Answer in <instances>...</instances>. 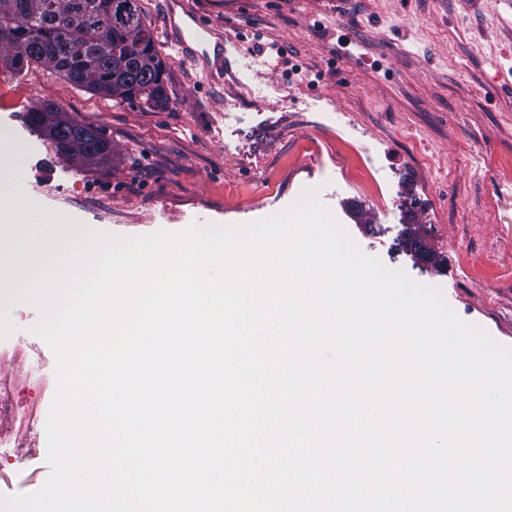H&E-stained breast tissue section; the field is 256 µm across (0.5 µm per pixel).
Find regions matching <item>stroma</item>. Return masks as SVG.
I'll return each instance as SVG.
<instances>
[{
    "instance_id": "stroma-1",
    "label": "stroma",
    "mask_w": 512,
    "mask_h": 512,
    "mask_svg": "<svg viewBox=\"0 0 512 512\" xmlns=\"http://www.w3.org/2000/svg\"><path fill=\"white\" fill-rule=\"evenodd\" d=\"M187 2L222 31L227 68L208 79L186 63L158 34L164 0H141L165 65L161 109L0 63V136L24 146L14 192L134 237L256 222L312 189L365 254L512 346V0ZM47 101L100 128L111 155H58L26 122ZM12 314L40 380L4 379L36 419L0 481L7 497L42 479L57 389L38 311Z\"/></svg>"
}]
</instances>
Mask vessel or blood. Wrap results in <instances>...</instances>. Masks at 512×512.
Wrapping results in <instances>:
<instances>
[{
	"mask_svg": "<svg viewBox=\"0 0 512 512\" xmlns=\"http://www.w3.org/2000/svg\"><path fill=\"white\" fill-rule=\"evenodd\" d=\"M184 24H177L173 12H166L164 36L190 65L202 66L205 75L224 68V43L212 41L214 27L191 10H184Z\"/></svg>",
	"mask_w": 512,
	"mask_h": 512,
	"instance_id": "obj_1",
	"label": "vessel or blood"
}]
</instances>
